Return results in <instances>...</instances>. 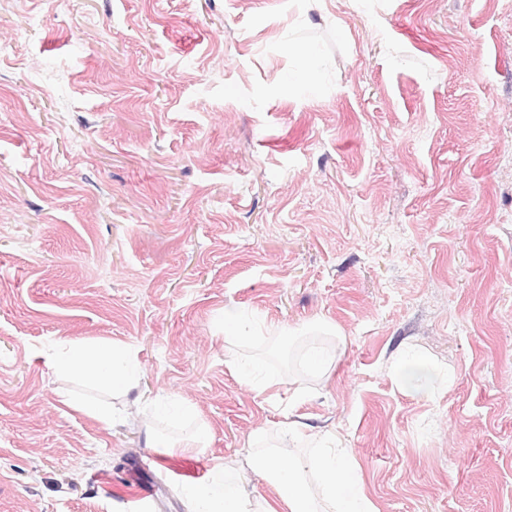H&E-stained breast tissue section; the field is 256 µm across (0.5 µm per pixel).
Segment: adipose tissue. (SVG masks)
Here are the masks:
<instances>
[{
    "mask_svg": "<svg viewBox=\"0 0 512 512\" xmlns=\"http://www.w3.org/2000/svg\"><path fill=\"white\" fill-rule=\"evenodd\" d=\"M54 373L85 372L94 380H106L123 386L135 380L139 359L129 346L74 343L67 352L52 360ZM255 471L272 483L280 507L263 512H375L372 502L358 482L349 455L336 438L317 439L315 448L298 458L285 457L276 450L257 452ZM317 480L321 492L312 494L310 480ZM199 512H252V505L236 490L232 470H225L223 483L201 484L192 488Z\"/></svg>",
    "mask_w": 512,
    "mask_h": 512,
    "instance_id": "obj_1",
    "label": "adipose tissue"
}]
</instances>
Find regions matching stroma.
Segmentation results:
<instances>
[{"label":"stroma","instance_id":"35a3bbf8","mask_svg":"<svg viewBox=\"0 0 512 512\" xmlns=\"http://www.w3.org/2000/svg\"><path fill=\"white\" fill-rule=\"evenodd\" d=\"M72 341L136 383L56 376ZM289 421L376 512H512V0H0V512H128L133 453L172 512L219 464L262 512L249 444L305 452ZM232 325L234 328H238L239 334L236 336H224V341L229 342L231 340L239 341L244 339H250L258 336L264 329V323L255 317H249L244 315L242 312L228 310L224 312V327ZM239 335V336H238ZM69 346L67 352L52 360V370L58 375L84 371L93 380L124 386L133 382L140 372L137 352L131 346L73 342ZM396 378L410 388L425 391L432 378V370L423 360L406 357L397 367Z\"/></svg>","mask_w":512,"mask_h":512}]
</instances>
